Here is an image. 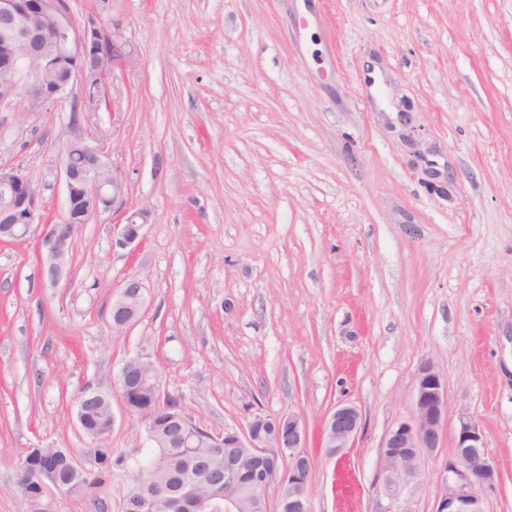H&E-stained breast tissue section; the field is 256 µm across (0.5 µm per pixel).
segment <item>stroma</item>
Instances as JSON below:
<instances>
[{"instance_id":"obj_1","label":"stroma","mask_w":512,"mask_h":512,"mask_svg":"<svg viewBox=\"0 0 512 512\" xmlns=\"http://www.w3.org/2000/svg\"><path fill=\"white\" fill-rule=\"evenodd\" d=\"M69 4L136 51L120 119L90 112L82 130L108 135L126 208L150 215L126 249L118 214L79 225L55 286L41 227L0 243V512H120L127 470L34 500L16 473L32 448L98 470L76 423L89 383L112 395L108 448L139 455L144 421L116 376L145 347L163 393L212 432L299 417L312 512H371L379 442L431 362L450 419L479 424L500 471L490 512H512V0ZM72 106L0 112V163L42 188L48 223L65 214ZM134 274L144 304L118 336ZM340 404L362 429L339 459L322 437ZM143 289H144L143 280L138 275H133V276L127 277V279L124 281V286H123L118 298L112 305V310L110 313L112 327L114 325L113 324L114 317L120 311H122L131 300L136 301L140 307H141V305H143V302H144Z\"/></svg>"}]
</instances>
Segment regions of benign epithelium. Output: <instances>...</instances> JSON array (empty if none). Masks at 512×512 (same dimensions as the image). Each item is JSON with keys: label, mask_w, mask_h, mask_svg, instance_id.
<instances>
[{"label": "benign epithelium", "mask_w": 512, "mask_h": 512, "mask_svg": "<svg viewBox=\"0 0 512 512\" xmlns=\"http://www.w3.org/2000/svg\"><path fill=\"white\" fill-rule=\"evenodd\" d=\"M52 13L62 22L49 29L29 25L31 15ZM0 33L5 43H26L48 67L69 65L68 80L61 86L45 84L38 73L23 64L16 86L0 87V112L20 115L56 100L73 97L81 105L98 110L101 98L109 97L110 87L117 86L136 63L134 50L122 40L117 25L112 28L80 25L74 19L69 0H0ZM75 144L84 147L91 162L74 166L70 150ZM60 168L65 187L66 217L57 224L45 225L40 241V272L43 280L58 284L67 273V260L73 247L75 227L86 224L103 212L120 213L113 225L115 246L127 248L139 244L149 212L124 209L125 184L121 174L111 168L104 141L77 132L61 149ZM0 189L10 193L0 203V242L27 237L32 225L41 219L42 189L25 174L23 166L0 164ZM143 280L129 276L112 305L115 317L134 300L144 302ZM361 426L358 411L339 405L328 417L324 428V447L331 457L352 447ZM448 426V386L442 374L430 363H423L416 374L411 416L395 423L382 438L378 463L373 477L372 512H417L415 504L425 490L424 463L440 447ZM196 423L185 417L170 431L166 442H188ZM214 448H248L257 458L273 459L272 471L261 470L260 479L251 489L262 512H312L309 496L311 462L304 452L306 430L300 418L288 415L272 417L256 413L246 427L212 433ZM455 446L448 455L433 512H488V496L500 482V472L486 448L480 426L470 417L458 416L454 433ZM65 457L75 481L86 475L76 456L67 448L58 449ZM35 471L38 488L29 493L38 497L51 485L59 487L53 459L40 451L36 458L23 463ZM277 492L270 502L269 492ZM143 502L161 498L169 501L171 512H182L183 503L170 488L144 480L139 486ZM195 512H239L232 497L201 500Z\"/></svg>", "instance_id": "7a95c632"}]
</instances>
